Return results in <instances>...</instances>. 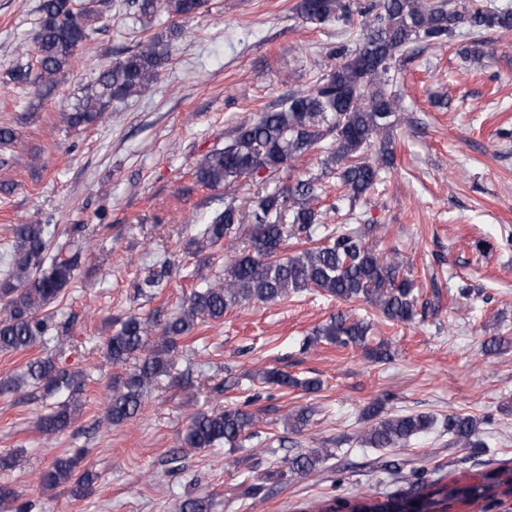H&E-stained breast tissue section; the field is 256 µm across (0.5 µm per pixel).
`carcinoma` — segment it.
Wrapping results in <instances>:
<instances>
[{"mask_svg": "<svg viewBox=\"0 0 512 512\" xmlns=\"http://www.w3.org/2000/svg\"><path fill=\"white\" fill-rule=\"evenodd\" d=\"M139 19L150 23L160 12L171 18L198 13L203 0H131ZM299 11L311 24H322L341 15L360 17V38L355 48L337 51L338 62L307 91H295L280 107L261 112L240 123L224 142V148L209 153L196 169V182L211 190H228L224 210L213 215L200 237L188 241L187 249L199 254L227 241L232 255L224 279L194 290L179 310L165 319L155 314H131L103 343V353L119 364L132 356L139 359L134 373L114 384L106 398L105 418L111 425L123 424L142 410L148 390L174 368L179 340L198 325L221 321L224 314L250 302L269 303L291 293L314 291L345 302L363 298L388 319L410 322L418 311L415 283L398 254L382 256L366 240L373 225L332 231L327 243L287 252L291 238H307L323 227V212L317 208L319 178H297L274 189L262 188L250 205H242L230 192L235 183L264 172L278 173L288 163L331 139L323 164L337 175L356 202L377 183L381 172L393 162L391 131L400 100L396 64L417 42H448L455 31L467 27L480 34L489 29L512 31V9H496L484 0H471L458 9L446 0H372L355 5L347 0H300ZM39 30L34 49L37 70L29 64L6 74V83L29 89H52L76 51L95 33L103 10L76 0H41ZM181 29L173 25L167 34L155 36L96 73L83 87L77 102L60 110V121L70 129L96 122L114 100L132 97L156 82L169 64L173 42ZM292 213V222H279ZM56 232L48 224H17L7 267L0 275V353L23 354L45 340L50 330L47 307L56 302L75 279L82 249L71 243L49 253ZM162 275L151 272L138 285L144 296L156 295ZM371 324L338 312L313 330L307 345L326 341L336 346L365 345ZM262 383L283 388L300 387L307 393L320 388L317 379L298 381L271 368L259 372ZM33 383L49 395L65 399L40 420L43 434L54 436L70 427L79 407L76 395L84 375L58 365L50 357L27 361L22 376L0 386L20 390ZM385 403L377 400L363 411L371 425L362 441L372 448H394L411 437L431 430L436 419L427 414L384 415ZM259 414L242 407L198 412L189 419L182 444L197 450L224 444L233 450L259 436ZM442 427L463 447L478 445L479 423L469 415L450 414ZM332 455L326 448H301L280 460V470L307 475ZM84 451L57 457L41 476L48 489L70 485L76 495L86 494L97 479L89 469H78ZM381 467L400 483L395 498L423 496V490L440 479L425 470L404 473L386 461ZM19 491L0 484V507L16 505L15 512H29L19 502Z\"/></svg>", "mask_w": 512, "mask_h": 512, "instance_id": "obj_1", "label": "carcinoma"}]
</instances>
